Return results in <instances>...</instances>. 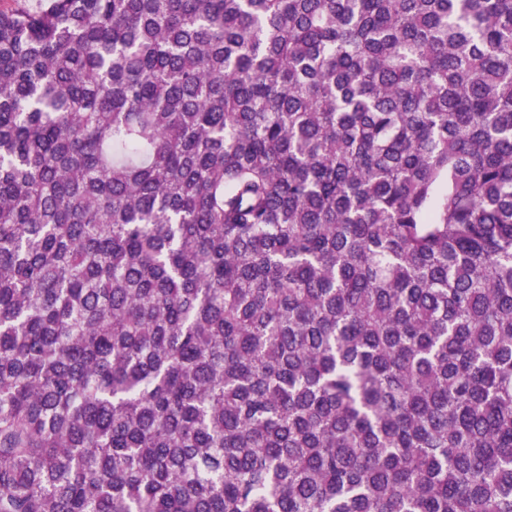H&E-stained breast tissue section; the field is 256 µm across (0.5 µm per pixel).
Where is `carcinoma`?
<instances>
[{
    "instance_id": "cac0c4a2",
    "label": "carcinoma",
    "mask_w": 512,
    "mask_h": 512,
    "mask_svg": "<svg viewBox=\"0 0 512 512\" xmlns=\"http://www.w3.org/2000/svg\"><path fill=\"white\" fill-rule=\"evenodd\" d=\"M0 512H512V0L0 8Z\"/></svg>"
}]
</instances>
